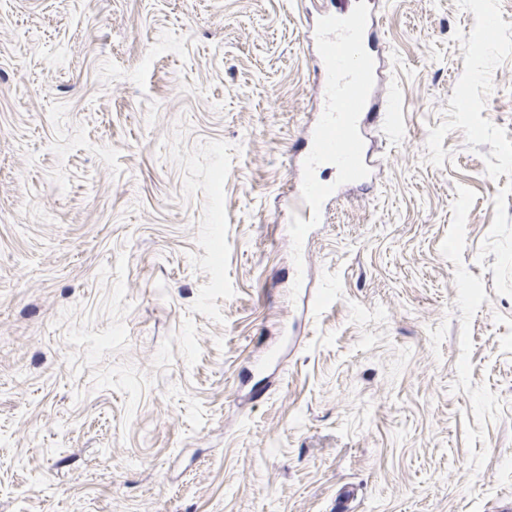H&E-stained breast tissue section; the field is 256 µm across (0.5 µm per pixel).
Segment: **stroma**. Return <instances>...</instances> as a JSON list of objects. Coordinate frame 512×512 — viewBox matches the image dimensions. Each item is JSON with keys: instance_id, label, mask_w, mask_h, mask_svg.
I'll return each mask as SVG.
<instances>
[{"instance_id": "obj_1", "label": "stroma", "mask_w": 512, "mask_h": 512, "mask_svg": "<svg viewBox=\"0 0 512 512\" xmlns=\"http://www.w3.org/2000/svg\"><path fill=\"white\" fill-rule=\"evenodd\" d=\"M380 30V173L297 247V0H0V512L512 496V0Z\"/></svg>"}]
</instances>
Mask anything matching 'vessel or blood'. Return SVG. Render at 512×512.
I'll use <instances>...</instances> for the list:
<instances>
[{"label": "vessel or blood", "mask_w": 512, "mask_h": 512, "mask_svg": "<svg viewBox=\"0 0 512 512\" xmlns=\"http://www.w3.org/2000/svg\"><path fill=\"white\" fill-rule=\"evenodd\" d=\"M346 0H321L314 83L323 102L317 129L299 148L307 168L334 170L335 180L300 179L295 196L305 215H317L340 189L354 188L371 174L363 131L388 120L368 101L375 90L380 29L373 18L347 11Z\"/></svg>", "instance_id": "1"}]
</instances>
